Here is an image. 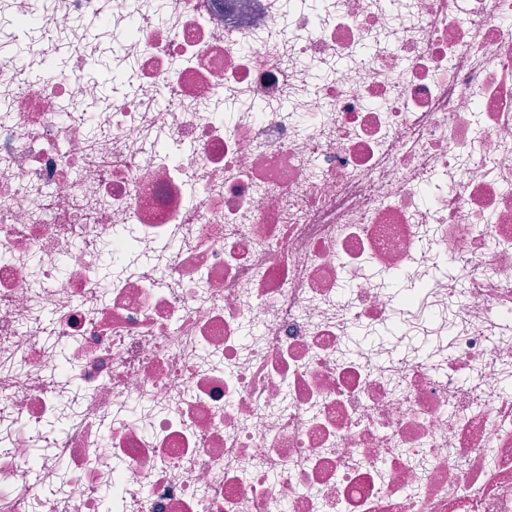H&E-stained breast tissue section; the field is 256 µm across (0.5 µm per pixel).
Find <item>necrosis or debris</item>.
Returning <instances> with one entry per match:
<instances>
[{
  "label": "necrosis or debris",
  "instance_id": "necrosis-or-debris-1",
  "mask_svg": "<svg viewBox=\"0 0 512 512\" xmlns=\"http://www.w3.org/2000/svg\"><path fill=\"white\" fill-rule=\"evenodd\" d=\"M293 3L0 0L5 512H512V0Z\"/></svg>",
  "mask_w": 512,
  "mask_h": 512
}]
</instances>
